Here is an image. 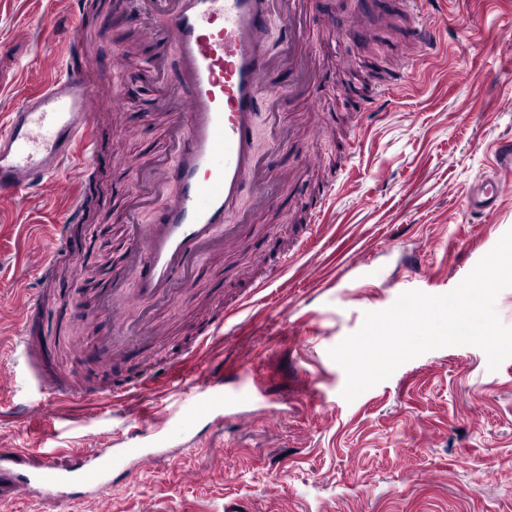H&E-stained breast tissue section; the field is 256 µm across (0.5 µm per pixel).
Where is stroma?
Listing matches in <instances>:
<instances>
[{
  "label": "stroma",
  "instance_id": "stroma-1",
  "mask_svg": "<svg viewBox=\"0 0 512 512\" xmlns=\"http://www.w3.org/2000/svg\"><path fill=\"white\" fill-rule=\"evenodd\" d=\"M383 0H310L298 27V48L315 85L278 103L284 128L316 130L309 144L323 163L309 168L276 149L265 121L257 141L285 179L275 180L270 208L231 253L202 256L173 299L152 305L164 335L113 357L110 326L99 314L103 295L126 270L137 225L154 223L163 207L152 180L159 160H172L168 84L176 74L172 46L143 36L153 15L148 0H98L95 14L62 15L56 38H46L41 0H12L0 8V113L24 88L47 79L41 56L57 54L78 35L85 69L102 97L123 91L124 120L98 113L100 152L96 195L79 246L68 256L77 276L36 277L28 252L49 225L66 215L56 199L42 209L15 204L19 223L0 222V301L41 302L42 341L88 401L49 402L25 369L14 390L0 398V441L24 450L71 453L120 429L134 407L174 405L168 383L146 398L98 401L95 393L136 381L146 366L188 356L205 327L227 317L223 344L193 362L203 373L216 363L249 361L264 391L250 406L248 425L223 431L199 422L197 442L173 449L134 475L116 471L109 494L114 512H512V358L488 368L475 346H447L402 364L390 378L353 401L341 392L342 367L330 348L357 332L369 311L390 307L407 291L450 292L512 229V193L497 211L468 208L471 185L493 172L495 145L512 137V0L483 10L466 0H421L420 15L445 13L438 51L414 60L408 29L385 26ZM363 14L367 30H348ZM403 70L397 103L366 112L367 73ZM362 113L356 146L343 133L347 113ZM330 190L324 229L315 233L309 203ZM317 234L314 248L294 256L276 276L257 258ZM367 246L374 278H340L331 288L313 285L314 268L331 272ZM419 252L422 267L404 258ZM252 266L270 284L251 293L239 271ZM225 316V315H224ZM307 380L309 397L293 396ZM45 403L44 414L20 417L17 406ZM273 406L285 419L269 426ZM208 473L184 480L182 470ZM0 512H96L94 504L17 493L0 471Z\"/></svg>",
  "mask_w": 512,
  "mask_h": 512
}]
</instances>
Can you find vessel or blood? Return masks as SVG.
<instances>
[{
    "instance_id": "vessel-or-blood-1",
    "label": "vessel or blood",
    "mask_w": 512,
    "mask_h": 512,
    "mask_svg": "<svg viewBox=\"0 0 512 512\" xmlns=\"http://www.w3.org/2000/svg\"><path fill=\"white\" fill-rule=\"evenodd\" d=\"M299 0H152L155 25L145 29L150 40L173 44L179 59L177 80L168 91L177 103L178 131L174 161L161 165L159 183L175 185L155 223L144 226L133 245L135 258L126 277L140 300L170 298L179 280L192 276L202 251L216 241L233 245L242 225L252 223L255 211L268 204L267 184L274 176L268 157L255 144L258 117L269 127L279 121L277 104L293 95L295 82L274 84L268 76L281 64L267 47L272 23L292 18ZM440 17L419 22L412 41L420 52L437 50ZM77 38H69L65 57H47L50 80L20 96L0 119V207L32 193H45L59 182L67 198V217L42 235V255L36 262L48 273L72 249L73 225L82 223L93 192L91 172L98 152L94 116L101 109L127 111L128 100L114 92L100 100L93 81L70 59ZM497 174L477 181L470 190L473 212L493 211L502 193L499 173H512V139L496 147ZM254 203L244 207L245 189ZM39 297L30 295L21 313V326L10 340L14 360L59 398L72 396L64 373L43 361L35 350L31 328L38 316ZM183 387V414L172 421L166 409L153 414L160 442L191 446V434L201 414L211 425L243 423L242 412L232 411L229 392L250 376L240 363L231 376L223 372L187 376L182 365L169 368ZM140 427L127 422L124 432L102 437L91 449L60 464L42 454L31 469L16 473L18 489L36 497L94 500L106 503L115 470L135 473L137 465L152 460Z\"/></svg>"
}]
</instances>
